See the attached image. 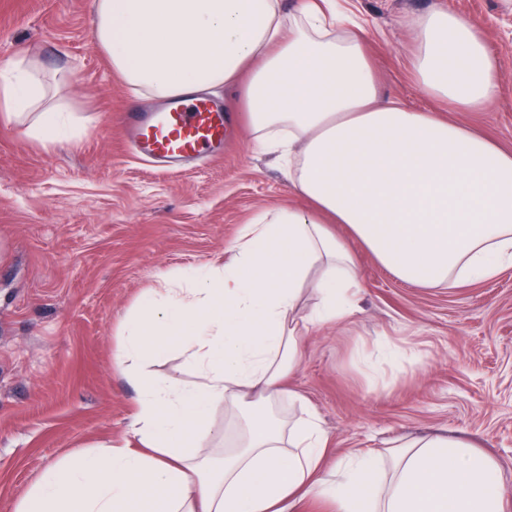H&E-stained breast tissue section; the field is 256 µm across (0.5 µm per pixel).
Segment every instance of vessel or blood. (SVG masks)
Returning a JSON list of instances; mask_svg holds the SVG:
<instances>
[{
  "instance_id": "1",
  "label": "vessel or blood",
  "mask_w": 512,
  "mask_h": 512,
  "mask_svg": "<svg viewBox=\"0 0 512 512\" xmlns=\"http://www.w3.org/2000/svg\"><path fill=\"white\" fill-rule=\"evenodd\" d=\"M227 120L223 109L206 98L175 100L147 119L133 121L131 137L141 158L194 161L221 152Z\"/></svg>"
}]
</instances>
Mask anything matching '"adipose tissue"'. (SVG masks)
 Wrapping results in <instances>:
<instances>
[{"instance_id":"ef3b65f1","label":"adipose tissue","mask_w":512,"mask_h":512,"mask_svg":"<svg viewBox=\"0 0 512 512\" xmlns=\"http://www.w3.org/2000/svg\"><path fill=\"white\" fill-rule=\"evenodd\" d=\"M94 37L129 85L174 98L221 85L305 204L257 214L224 263L176 287L165 277L123 324L117 367L139 387L136 448L70 453L13 512H506L500 464L444 431L387 455L336 452L290 385L305 327L351 319L360 253L421 288L492 279L512 266V150L474 126L382 95L363 39L334 0H95ZM417 91L486 109L499 62L480 26L445 10L411 18ZM23 61L0 70V112L31 108L36 138L64 111ZM317 303L303 311L304 294ZM176 340L199 381L145 378ZM300 415L276 416L281 399ZM250 409L242 433L211 418Z\"/></svg>"}]
</instances>
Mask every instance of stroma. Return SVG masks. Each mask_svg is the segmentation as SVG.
Masks as SVG:
<instances>
[{
	"label": "stroma",
	"instance_id": "1",
	"mask_svg": "<svg viewBox=\"0 0 512 512\" xmlns=\"http://www.w3.org/2000/svg\"><path fill=\"white\" fill-rule=\"evenodd\" d=\"M361 26L382 89L447 114L512 149V0H340ZM449 9L482 25L501 91L481 112L421 97L409 18ZM93 0H0V68L39 64L69 135L46 144L0 114V512L42 471L80 449L137 446V391L113 367L122 325L163 273L224 260L260 210L301 205L241 113L222 159L161 171L136 157L124 112L156 108L115 74L94 40ZM352 321L306 333L291 383L337 449L386 452L431 429L472 435L500 464L512 499V268L457 288H417L367 253ZM195 376L175 342L148 369Z\"/></svg>",
	"mask_w": 512,
	"mask_h": 512
}]
</instances>
